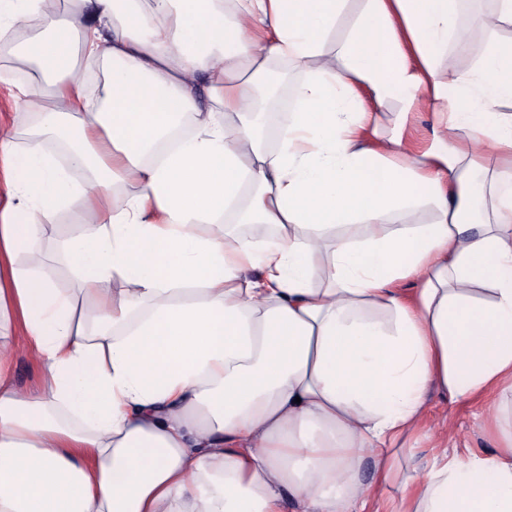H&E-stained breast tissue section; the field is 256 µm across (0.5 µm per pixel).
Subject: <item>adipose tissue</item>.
<instances>
[{"label":"adipose tissue","mask_w":512,"mask_h":512,"mask_svg":"<svg viewBox=\"0 0 512 512\" xmlns=\"http://www.w3.org/2000/svg\"><path fill=\"white\" fill-rule=\"evenodd\" d=\"M236 2L0 0V58L50 98L25 144L0 134V512H367L390 486L388 512H512V438L410 474L389 453L430 390L512 392V0L476 29L459 0H363L337 42L350 0ZM280 62L314 72L270 151L253 115ZM76 201L72 294L35 245ZM221 219L273 232H203ZM488 38L479 39V49L476 52H460L450 45L448 51L443 54L439 61V71L444 76L470 68L486 52ZM13 376L17 388L22 393L38 388L41 367L34 357L21 345L13 359Z\"/></svg>","instance_id":"obj_1"}]
</instances>
